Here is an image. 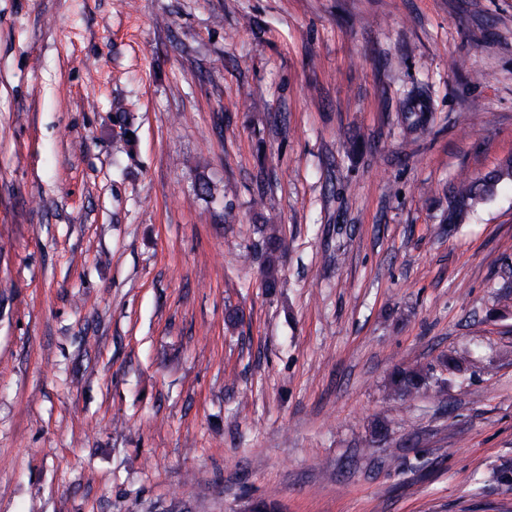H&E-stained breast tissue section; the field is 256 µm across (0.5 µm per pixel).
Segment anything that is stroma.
I'll list each match as a JSON object with an SVG mask.
<instances>
[{
  "label": "stroma",
  "instance_id": "35a3bbf8",
  "mask_svg": "<svg viewBox=\"0 0 512 512\" xmlns=\"http://www.w3.org/2000/svg\"><path fill=\"white\" fill-rule=\"evenodd\" d=\"M508 158L512 0H0V512H512ZM504 180H512V160L482 176H463L454 182L450 190L448 224H464L480 204L493 197ZM265 231L267 263L263 269L264 284L266 288H277L279 278L276 261L279 254L287 249V244L278 234L275 224H266ZM389 385L391 390L398 391L405 398L427 391L430 382L424 369L402 366L392 372Z\"/></svg>",
  "mask_w": 512,
  "mask_h": 512
}]
</instances>
